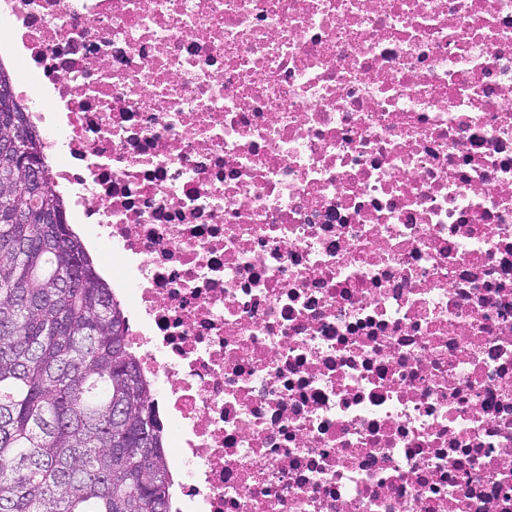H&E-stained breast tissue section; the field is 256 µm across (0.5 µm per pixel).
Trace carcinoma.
I'll return each mask as SVG.
<instances>
[{
	"instance_id": "1",
	"label": "carcinoma",
	"mask_w": 512,
	"mask_h": 512,
	"mask_svg": "<svg viewBox=\"0 0 512 512\" xmlns=\"http://www.w3.org/2000/svg\"><path fill=\"white\" fill-rule=\"evenodd\" d=\"M0 512H169L150 383L0 66ZM44 177L31 194L23 163Z\"/></svg>"
}]
</instances>
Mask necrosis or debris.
<instances>
[{"label": "necrosis or debris", "instance_id": "obj_1", "mask_svg": "<svg viewBox=\"0 0 512 512\" xmlns=\"http://www.w3.org/2000/svg\"><path fill=\"white\" fill-rule=\"evenodd\" d=\"M9 61L171 512H512V0H0Z\"/></svg>", "mask_w": 512, "mask_h": 512}]
</instances>
